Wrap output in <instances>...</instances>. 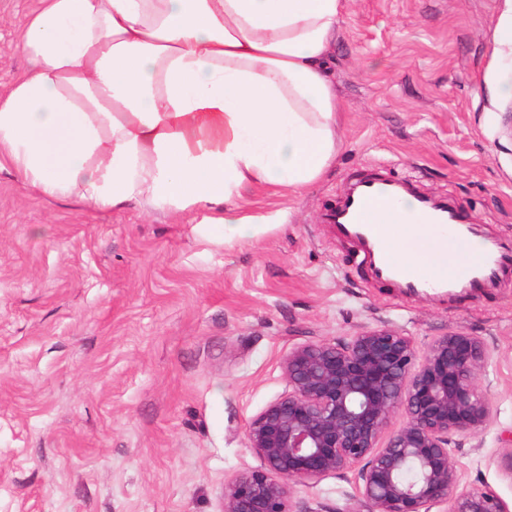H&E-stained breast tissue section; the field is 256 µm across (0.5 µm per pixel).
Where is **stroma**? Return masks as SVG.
I'll list each match as a JSON object with an SVG mask.
<instances>
[{"mask_svg":"<svg viewBox=\"0 0 512 512\" xmlns=\"http://www.w3.org/2000/svg\"><path fill=\"white\" fill-rule=\"evenodd\" d=\"M37 0H0V92L27 66L16 37ZM512 0H348L328 59L344 148L297 196L244 194L284 215L224 245L203 214L48 201L0 169V512H220L260 461L245 427L287 388L292 347L391 329L418 352L480 337L492 406L454 450L469 489L512 512V272L482 292L404 295L371 277L325 220L382 169L448 199L512 245V80L497 24ZM354 474L295 485V512H343Z\"/></svg>","mask_w":512,"mask_h":512,"instance_id":"35a3bbf8","label":"stroma"}]
</instances>
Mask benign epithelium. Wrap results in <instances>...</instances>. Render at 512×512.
Masks as SVG:
<instances>
[{"mask_svg": "<svg viewBox=\"0 0 512 512\" xmlns=\"http://www.w3.org/2000/svg\"><path fill=\"white\" fill-rule=\"evenodd\" d=\"M489 358L482 339L461 332L421 356L411 337L385 329L291 348L287 390L245 428L261 466L225 481L221 512H295L292 486L350 471L367 512H509L493 490L461 487L451 448L489 422L478 382Z\"/></svg>", "mask_w": 512, "mask_h": 512, "instance_id": "1", "label": "benign epithelium"}]
</instances>
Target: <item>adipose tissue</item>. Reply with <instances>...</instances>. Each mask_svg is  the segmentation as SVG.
<instances>
[{"instance_id":"obj_1","label":"adipose tissue","mask_w":512,"mask_h":512,"mask_svg":"<svg viewBox=\"0 0 512 512\" xmlns=\"http://www.w3.org/2000/svg\"><path fill=\"white\" fill-rule=\"evenodd\" d=\"M346 0H39L27 69L0 95V162L47 200L207 211L225 244L260 236L248 188L301 194L343 148L327 52ZM407 261L426 227L406 199Z\"/></svg>"}]
</instances>
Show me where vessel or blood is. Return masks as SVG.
Returning a JSON list of instances; mask_svg holds the SVG:
<instances>
[{"instance_id":"1","label":"vessel or blood","mask_w":512,"mask_h":512,"mask_svg":"<svg viewBox=\"0 0 512 512\" xmlns=\"http://www.w3.org/2000/svg\"><path fill=\"white\" fill-rule=\"evenodd\" d=\"M406 190V183L391 178L363 179L327 215L346 239L360 246L362 260L374 279L408 295L430 288L460 287L477 292L494 287L500 273L512 269V248L485 237L479 225L468 222L458 208L438 205L425 196L417 199L418 218L427 226L448 230L454 242H478L480 256L474 263L448 267L435 277L422 267L397 260L380 218Z\"/></svg>"}]
</instances>
